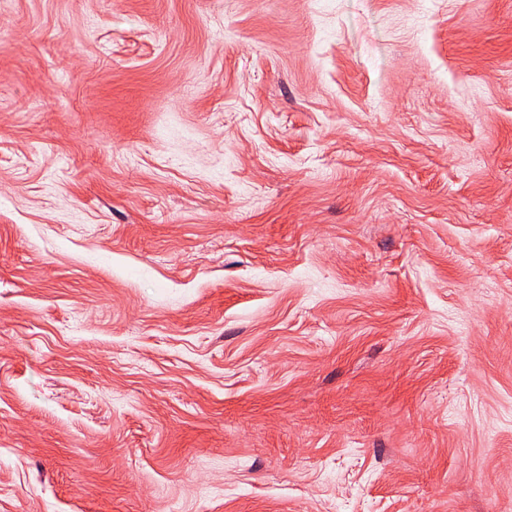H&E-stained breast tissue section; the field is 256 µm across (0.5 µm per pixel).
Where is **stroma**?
Returning a JSON list of instances; mask_svg holds the SVG:
<instances>
[{
  "label": "stroma",
  "instance_id": "1",
  "mask_svg": "<svg viewBox=\"0 0 512 512\" xmlns=\"http://www.w3.org/2000/svg\"><path fill=\"white\" fill-rule=\"evenodd\" d=\"M0 512H512V0H0Z\"/></svg>",
  "mask_w": 512,
  "mask_h": 512
}]
</instances>
